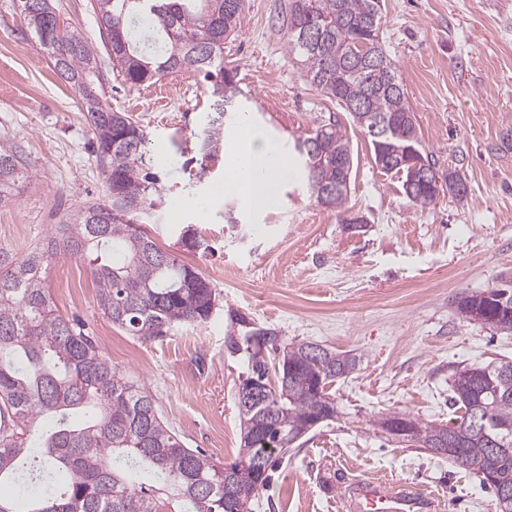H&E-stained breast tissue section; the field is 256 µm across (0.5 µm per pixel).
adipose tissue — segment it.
Segmentation results:
<instances>
[{
	"label": "adipose tissue",
	"instance_id": "obj_1",
	"mask_svg": "<svg viewBox=\"0 0 512 512\" xmlns=\"http://www.w3.org/2000/svg\"><path fill=\"white\" fill-rule=\"evenodd\" d=\"M290 174L288 158L278 142L241 122L224 170V184L216 195L235 193L255 213H262L279 201L278 190Z\"/></svg>",
	"mask_w": 512,
	"mask_h": 512
}]
</instances>
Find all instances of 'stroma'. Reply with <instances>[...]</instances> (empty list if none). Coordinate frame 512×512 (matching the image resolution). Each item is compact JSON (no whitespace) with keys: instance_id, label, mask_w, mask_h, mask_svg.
<instances>
[{"instance_id":"1","label":"stroma","mask_w":512,"mask_h":512,"mask_svg":"<svg viewBox=\"0 0 512 512\" xmlns=\"http://www.w3.org/2000/svg\"><path fill=\"white\" fill-rule=\"evenodd\" d=\"M285 0H244L238 31L224 43L238 67L241 103L254 128L293 154L294 139L336 121L353 168L346 207L355 221L312 197L300 168L280 205L256 214L237 204L221 219L214 197L224 161L196 179L193 132L210 102L196 77L174 73L153 86L109 76L104 100L148 134L145 170L158 173L162 201L144 226L163 250L197 267L218 295L200 324L177 325L143 340L97 308L88 266L59 260L48 285L58 312L83 318L102 353L146 385L184 445L228 463L240 446L236 407L245 356L229 354V311L276 329L288 344L311 342L357 355L329 388L338 414L276 461L252 512H337L352 478L386 477L439 493L442 512H498L494 496L447 458L398 442L377 422L393 412L451 425V377L465 366L512 360V336L466 321L461 292H483L512 278V0H385L382 40L399 65L426 152L440 172L454 169L467 192L441 194L419 210L403 175L383 172L351 115L306 84L288 56L278 14ZM163 91L166 111L154 109ZM79 97L54 71L22 24L17 0H0V143L16 144L33 177L0 205V254L25 256L74 208L103 196ZM196 227L214 252H187L180 228ZM74 280L68 295L60 274Z\"/></svg>"}]
</instances>
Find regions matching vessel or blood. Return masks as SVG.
Masks as SVG:
<instances>
[{
	"label": "vessel or blood",
	"mask_w": 512,
	"mask_h": 512,
	"mask_svg": "<svg viewBox=\"0 0 512 512\" xmlns=\"http://www.w3.org/2000/svg\"><path fill=\"white\" fill-rule=\"evenodd\" d=\"M339 503L342 512H440L441 509L436 494L379 478L353 482Z\"/></svg>",
	"instance_id": "obj_1"
}]
</instances>
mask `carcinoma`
Returning <instances> with one entry per match:
<instances>
[{"label": "carcinoma", "mask_w": 512, "mask_h": 512, "mask_svg": "<svg viewBox=\"0 0 512 512\" xmlns=\"http://www.w3.org/2000/svg\"><path fill=\"white\" fill-rule=\"evenodd\" d=\"M23 23L48 53L58 75L79 94L91 148L103 176L104 199L78 206L38 248L24 257H0V512H251L268 482L274 454L286 455L314 429L320 401L336 405L327 388L357 366V357L312 344L281 345L271 328L226 337L230 353L245 351L248 378L267 382L271 352L281 351L287 382L258 391L238 408L241 447L226 465L184 446L160 414L150 391L135 384L100 351L86 324L54 309L46 273L60 258L88 263L97 306L130 336L152 339L175 325L207 321L215 288L196 268L167 254L137 227L161 200L158 177L142 169L146 132L125 112L103 102V74L93 43L65 23L49 0H17ZM244 0H90L108 34L111 65L129 87L181 72L201 76L211 101L210 119L195 136L201 158L225 148L226 126L239 121L238 68L224 61V41L237 32ZM382 0H288V55L305 80L336 101L370 138L374 161L404 173L403 190L417 208L436 204L443 186L425 181L435 167L419 137L397 67L380 38ZM294 150L318 203L348 224L344 205L352 157L335 122L296 139ZM33 169L15 146L0 145V204ZM185 250L204 247L191 226ZM462 318L479 308L496 318L494 329L512 335V286L488 296L461 293ZM321 391H316V387ZM451 400L464 411L453 427L424 423L405 413L416 448L442 438L457 452L448 458L485 478L500 507L512 512V361L465 367L454 374ZM272 407L279 415L263 439L250 422ZM233 494L224 493V469H237Z\"/></svg>", "instance_id": "1"}]
</instances>
